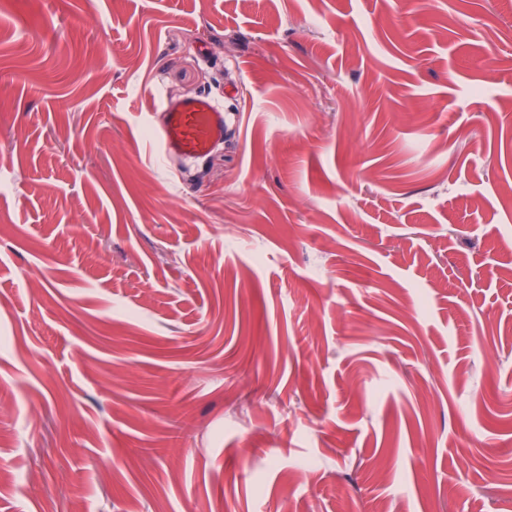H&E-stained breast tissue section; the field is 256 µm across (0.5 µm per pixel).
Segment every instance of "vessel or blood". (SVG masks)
Instances as JSON below:
<instances>
[{"label":"vessel or blood","instance_id":"b4317fda","mask_svg":"<svg viewBox=\"0 0 512 512\" xmlns=\"http://www.w3.org/2000/svg\"><path fill=\"white\" fill-rule=\"evenodd\" d=\"M230 118L223 103L206 94L164 100L155 126L156 143L163 157L203 161L223 144Z\"/></svg>","mask_w":512,"mask_h":512}]
</instances>
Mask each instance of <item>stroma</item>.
Returning <instances> with one entry per match:
<instances>
[{
	"instance_id": "stroma-1",
	"label": "stroma",
	"mask_w": 512,
	"mask_h": 512,
	"mask_svg": "<svg viewBox=\"0 0 512 512\" xmlns=\"http://www.w3.org/2000/svg\"><path fill=\"white\" fill-rule=\"evenodd\" d=\"M202 500L512 512V0H0V512ZM156 143L163 158L198 163L224 143L231 118L224 105L206 94H193L178 100L166 99L159 108Z\"/></svg>"
}]
</instances>
